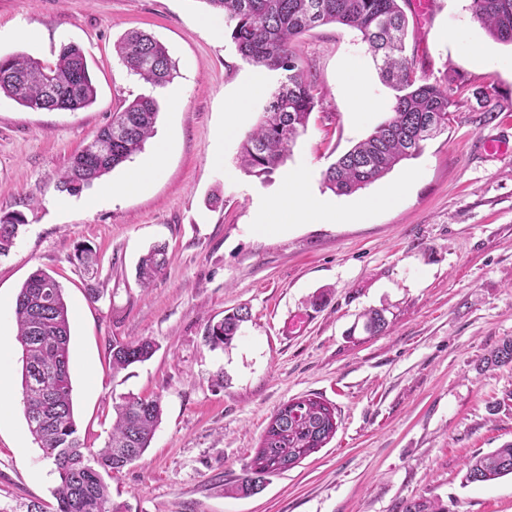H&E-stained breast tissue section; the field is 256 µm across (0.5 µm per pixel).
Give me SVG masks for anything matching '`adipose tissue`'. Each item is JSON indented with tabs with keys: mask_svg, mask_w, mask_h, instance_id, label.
Listing matches in <instances>:
<instances>
[{
	"mask_svg": "<svg viewBox=\"0 0 512 512\" xmlns=\"http://www.w3.org/2000/svg\"><path fill=\"white\" fill-rule=\"evenodd\" d=\"M167 152V143L158 141L150 159L145 164L133 168L119 185L103 187L101 196L121 197L144 192L163 175ZM307 184L306 171L289 173L284 180L279 198L263 209L256 225L257 231L275 233L282 230L285 225L307 220H320L327 223L346 220L345 212L333 208L324 200L310 194Z\"/></svg>",
	"mask_w": 512,
	"mask_h": 512,
	"instance_id": "1",
	"label": "adipose tissue"
}]
</instances>
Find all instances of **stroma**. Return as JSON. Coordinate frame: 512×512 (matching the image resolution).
<instances>
[{
	"label": "stroma",
	"mask_w": 512,
	"mask_h": 512,
	"mask_svg": "<svg viewBox=\"0 0 512 512\" xmlns=\"http://www.w3.org/2000/svg\"><path fill=\"white\" fill-rule=\"evenodd\" d=\"M469 5L432 0L426 18H409L419 72L457 92L454 121L417 157L338 195L323 184L326 169L385 121L394 101L358 31L330 24L300 38L323 104L263 181L239 169L237 152L274 79L244 95L257 69L228 33L200 27L210 14L204 0H0V29L23 23L36 33L5 35L0 56L50 62L77 45L97 89L77 112L33 111L0 96V212L27 220L0 256V341L13 397L0 418V512L55 503L58 476L24 416L13 320L17 294L39 268L60 282L71 314L74 411L87 446L107 440L114 398L161 399L149 448L108 481L129 512H398L418 498L448 512H512L511 475L463 479L468 459L512 442V364L485 365L512 339V153L482 146L512 138V47L492 40ZM133 29L163 42L177 68L180 106L155 94L166 168L148 191L88 210L57 190V176L113 112L153 94L113 51ZM357 71L365 77L358 106L349 92ZM237 101L239 130L228 138L225 114ZM300 167L319 197L344 210L396 184L400 197L363 221L257 233L259 212ZM156 244L170 261L146 289L136 265ZM82 245L100 258L97 280L75 258ZM238 307L248 321L230 346H212L208 326ZM370 309L383 310L386 333L363 332ZM141 337L155 342L153 357L113 373V343ZM304 396L336 407L334 438L259 493L229 495L271 415Z\"/></svg>",
	"instance_id": "1"
}]
</instances>
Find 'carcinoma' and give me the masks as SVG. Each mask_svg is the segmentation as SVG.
<instances>
[{
	"label": "carcinoma",
	"instance_id": "cac0c4a2",
	"mask_svg": "<svg viewBox=\"0 0 512 512\" xmlns=\"http://www.w3.org/2000/svg\"><path fill=\"white\" fill-rule=\"evenodd\" d=\"M224 17L239 57L276 78V87L255 127L243 140L239 167L258 178L272 174L288 158L297 137L321 102L309 65L295 48L305 32L328 24L358 30L382 80L395 91L390 117L366 139L341 155L325 172L327 189L350 195L386 176L401 161L418 156L424 143L448 128L455 100L448 87L417 74L408 54L409 21L402 0H202ZM470 9L496 42L512 45V0H470ZM130 73L154 88L164 87L176 72L167 47L142 31L125 33L114 44ZM35 111L76 112L89 107L96 87L82 51L63 47L52 63L25 55L0 57V96ZM158 103L140 96L112 114V121L76 153L61 172L56 188L79 194L142 151L154 134ZM25 225L19 212L0 214V256L14 246ZM76 258L96 277L98 263L89 248ZM168 262L167 250L156 246L136 268L141 287L148 288ZM16 338L22 347V401L28 430L54 466L59 486L53 512H127L110 501L106 478L141 458L150 447L162 415L160 399L124 394L113 405L112 430L103 448L93 451L81 438L74 417L70 378L71 323L63 288L50 273L34 271L16 298ZM364 329L379 335L389 328L380 310L364 314ZM248 318L240 308L207 328L215 346L231 344ZM155 343L140 338L112 345V374L149 360ZM486 364H512V339L503 341ZM336 408L317 397L288 401L271 417L260 446L243 468L237 491L264 489L269 477L284 473L324 447L336 434ZM512 475V443L467 465L466 482H488ZM401 512H448L434 500L401 505Z\"/></svg>",
	"mask_w": 512,
	"mask_h": 512
}]
</instances>
